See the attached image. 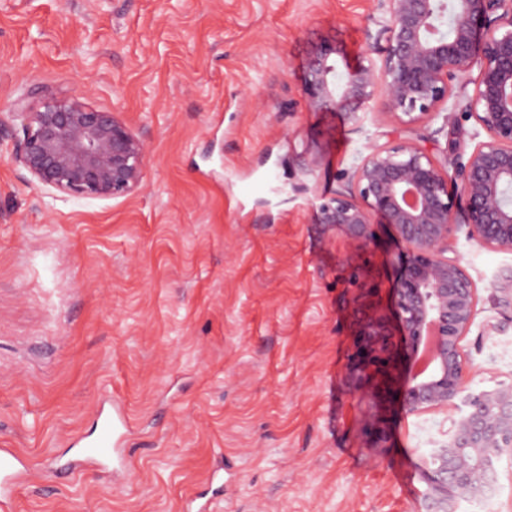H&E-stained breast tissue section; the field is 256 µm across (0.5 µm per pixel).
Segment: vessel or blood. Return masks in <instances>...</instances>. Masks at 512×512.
I'll return each mask as SVG.
<instances>
[{"label": "vessel or blood", "mask_w": 512, "mask_h": 512, "mask_svg": "<svg viewBox=\"0 0 512 512\" xmlns=\"http://www.w3.org/2000/svg\"><path fill=\"white\" fill-rule=\"evenodd\" d=\"M131 428L129 415L119 401L100 402L93 413L91 432L75 441L77 453L68 465L69 472L108 468L115 476H126L123 445ZM28 475V466L16 454L0 450V512H10L12 492L26 482Z\"/></svg>", "instance_id": "1"}]
</instances>
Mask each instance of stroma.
I'll return each instance as SVG.
<instances>
[{
	"label": "stroma",
	"instance_id": "obj_1",
	"mask_svg": "<svg viewBox=\"0 0 512 512\" xmlns=\"http://www.w3.org/2000/svg\"><path fill=\"white\" fill-rule=\"evenodd\" d=\"M378 16L377 0H0V448L33 466L12 512H182L219 468L212 512H423L451 413L356 388L351 249L315 222L402 133L380 101L354 124L305 99L319 49L356 64ZM48 92L143 133L135 196L74 199L12 165L14 105ZM413 134L437 158L487 138L441 114ZM374 233L367 302L390 317L406 247ZM448 254L478 288L468 385L512 386V306L496 290L512 252L459 232ZM106 398L133 421L128 477L52 472Z\"/></svg>",
	"mask_w": 512,
	"mask_h": 512
}]
</instances>
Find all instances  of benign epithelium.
Returning <instances> with one entry per match:
<instances>
[{"label": "benign epithelium", "mask_w": 512, "mask_h": 512, "mask_svg": "<svg viewBox=\"0 0 512 512\" xmlns=\"http://www.w3.org/2000/svg\"><path fill=\"white\" fill-rule=\"evenodd\" d=\"M383 17L367 31L369 59L339 74L321 47L306 82L307 105L350 112L375 97L412 129L446 110L462 112L487 134L470 150L452 147L441 162L418 142L398 139L373 148L318 208V223L369 251L373 225H389L407 255L394 288L400 336L412 353L431 339L430 372L395 383L392 335L383 316L362 322L349 366L358 388H398L403 408L457 411L448 442L433 449L423 471L426 512H455L457 501L486 492L495 466L512 456V386L466 392L462 341L470 331L477 286L448 238L466 228L476 244L512 251V0H378ZM481 68L472 93L460 82L474 59ZM11 160L39 185L75 199L119 198L143 181V136L113 112L49 95L39 108L17 103ZM357 297L371 287L363 266L351 267Z\"/></svg>", "instance_id": "1"}]
</instances>
